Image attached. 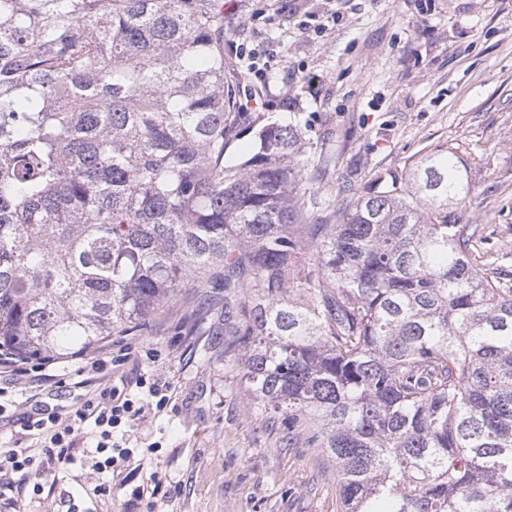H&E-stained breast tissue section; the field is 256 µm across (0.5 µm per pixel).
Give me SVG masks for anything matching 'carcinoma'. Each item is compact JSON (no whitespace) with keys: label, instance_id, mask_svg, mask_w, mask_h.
Here are the masks:
<instances>
[{"label":"carcinoma","instance_id":"cac0c4a2","mask_svg":"<svg viewBox=\"0 0 512 512\" xmlns=\"http://www.w3.org/2000/svg\"><path fill=\"white\" fill-rule=\"evenodd\" d=\"M238 101L224 0H0V355L211 288L224 361L336 463L341 512H512V280L462 223V153L324 207L302 129Z\"/></svg>","mask_w":512,"mask_h":512}]
</instances>
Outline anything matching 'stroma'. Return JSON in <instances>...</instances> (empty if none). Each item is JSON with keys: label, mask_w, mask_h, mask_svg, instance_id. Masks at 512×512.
Returning <instances> with one entry per match:
<instances>
[{"label": "stroma", "mask_w": 512, "mask_h": 512, "mask_svg": "<svg viewBox=\"0 0 512 512\" xmlns=\"http://www.w3.org/2000/svg\"><path fill=\"white\" fill-rule=\"evenodd\" d=\"M255 51L268 82L245 77L241 52ZM224 62L242 98L262 118L296 120L313 154L335 169L310 188L340 206L345 187L402 173L430 149L469 156L475 199L464 220L479 225L512 276V0H232L224 13ZM205 289H185L147 336H115L123 376L161 373L164 412L128 429L133 462L98 473L80 447L72 464L43 463L41 494L0 480V512H337L338 473L319 448L287 445L278 421L260 419L224 368V309L199 331L176 335ZM11 404L0 445H12L23 414L62 413L85 388L0 376ZM159 479L157 496L133 490ZM110 486L99 494L98 485Z\"/></svg>", "instance_id": "35a3bbf8"}]
</instances>
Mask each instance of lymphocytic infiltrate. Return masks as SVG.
<instances>
[{
	"label": "lymphocytic infiltrate",
	"instance_id": "lymphocytic-infiltrate-1",
	"mask_svg": "<svg viewBox=\"0 0 512 512\" xmlns=\"http://www.w3.org/2000/svg\"><path fill=\"white\" fill-rule=\"evenodd\" d=\"M135 388L124 391L105 386L68 412L65 416H27L23 430L38 437L35 445L15 444L0 457V477L16 475L25 479L50 459L58 464H70L72 451L82 434H89L95 448L91 466L100 471L110 468L115 459L130 460L128 447L115 441L117 428L132 425L135 420L163 411L167 404L168 386L164 378L151 374L140 376Z\"/></svg>",
	"mask_w": 512,
	"mask_h": 512
}]
</instances>
